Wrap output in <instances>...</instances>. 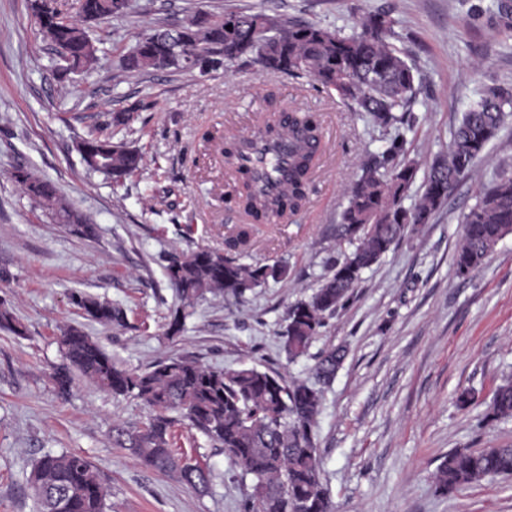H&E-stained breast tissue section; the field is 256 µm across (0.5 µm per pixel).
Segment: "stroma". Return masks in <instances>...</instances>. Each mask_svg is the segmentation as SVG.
Masks as SVG:
<instances>
[{
  "label": "stroma",
  "mask_w": 512,
  "mask_h": 512,
  "mask_svg": "<svg viewBox=\"0 0 512 512\" xmlns=\"http://www.w3.org/2000/svg\"><path fill=\"white\" fill-rule=\"evenodd\" d=\"M476 0H132L122 21L93 24L100 54L91 76L55 68L28 0H0V285L25 333L0 330V512H35L27 477L45 452H77L102 472L112 512H246L249 481L196 430L177 427V452L208 465L199 494L144 467L114 445L112 428L141 425L144 408L75 376L59 396L61 327H81L128 369L191 353L213 367L241 364L311 379L313 357L344 346L324 389L316 433L322 481L335 512H512V478L486 479L452 497L432 475L455 448L512 444V419L483 423L492 393L512 374V233L468 278L454 274L464 214L483 185L512 162V118L428 224L408 230L366 270L352 302L329 319L308 357L289 362L279 333L290 304L308 297L341 253L335 237L347 188L380 148L353 104L306 77L230 67L202 76L158 69L127 74L120 56L156 21L184 24L196 9L275 10L296 22L351 32L356 9L386 10L394 43L421 73L407 135L409 158L427 169L447 152L468 104L486 86L512 94V28L469 21ZM316 113L325 150L306 205L284 224L252 226L247 259L285 266L244 303L200 301L168 336L178 304L165 272L173 252L223 250L248 218L229 208L233 180L224 142L256 131L285 108ZM136 109L131 141L143 165L122 183L86 173L76 151L106 113ZM24 167L51 180L98 227L84 239L34 209L10 174ZM121 304L124 329L86 319L70 294ZM475 393L467 409L463 390Z\"/></svg>",
  "instance_id": "1"
}]
</instances>
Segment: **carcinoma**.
<instances>
[{
	"label": "carcinoma",
	"mask_w": 512,
	"mask_h": 512,
	"mask_svg": "<svg viewBox=\"0 0 512 512\" xmlns=\"http://www.w3.org/2000/svg\"><path fill=\"white\" fill-rule=\"evenodd\" d=\"M41 0L31 8L39 31L52 54L69 48L61 68L88 73L94 69L98 48L88 24L122 20L130 0H80V20L44 13ZM232 29H226V26ZM394 20L387 12L358 16L352 33L343 34L317 23H296L265 11L215 14L197 11L176 32L158 21L138 35L120 58L128 73L156 69L178 72L221 68L220 62L289 76L307 75L353 102L379 133L382 149L372 155L361 176L347 190V204L336 225V240L352 250L328 262L329 273L311 295L292 304L287 324L279 333L288 361L309 356L312 343L326 319L352 300L362 273L377 264L406 232V224H428L447 203L461 179L497 135L512 97L499 88H486L466 109L453 133L447 153L436 156L426 172L422 193L410 207L404 205L418 167L407 157L400 126H413L412 108L422 92L416 69L391 42ZM133 117L101 125L79 141L88 173L117 183L140 168L142 156L131 143L114 141V133L128 131ZM320 123L311 112L290 110L288 124H266L256 135L269 143L290 138L288 160L281 172L288 192L268 196L258 187L260 172L240 182L227 202L244 210L243 225L233 247H249L251 225L278 224L298 211L316 168ZM251 141L242 138L225 148L229 164L244 157ZM12 180L32 204L55 223L75 224L74 234L97 237V225L73 209L54 183L18 167ZM464 230L454 258V272L469 277L512 231V169L502 171L463 219ZM285 273L281 265L244 264L209 250L197 249L168 259L166 274L179 299L171 313L169 330L177 333L195 305L212 296L240 302L246 292ZM71 302L104 328L127 326L126 311L92 295L73 292ZM62 362L55 367L57 393L70 392L78 373L114 397L138 401L149 412L147 423L129 429L115 426L113 442L128 448L146 468L172 475L187 487L204 493L211 472L196 464L185 466L171 449V428L178 421L203 433L224 451L251 480V512H333L322 484L321 459L315 426L323 404V388L335 377L345 350L334 347L315 356V382L288 380L255 366L218 369L191 355L161 358L142 370L122 367L82 329L60 330ZM512 418V380L500 384L485 419ZM491 476H512V446L454 450L434 474L437 491L452 497L463 488ZM27 482L38 512H106L109 489L100 470L80 453H45L33 465Z\"/></svg>",
	"instance_id": "obj_1"
}]
</instances>
